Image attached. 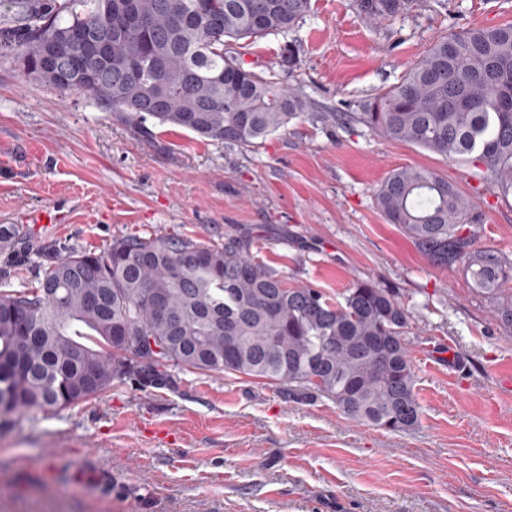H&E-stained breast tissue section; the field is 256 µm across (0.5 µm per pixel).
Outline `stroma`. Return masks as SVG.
Here are the masks:
<instances>
[{
  "mask_svg": "<svg viewBox=\"0 0 512 512\" xmlns=\"http://www.w3.org/2000/svg\"><path fill=\"white\" fill-rule=\"evenodd\" d=\"M512 22V0H423L393 20L312 0L285 33L234 42L246 68L301 90L310 114L252 147L158 125L139 136L78 93L0 58V224L36 246L0 255V290L34 283L47 246L102 249L125 235L220 246L249 235L289 285L327 295L373 280L412 313L421 423L387 433L327 399L176 371L69 407L0 413V512H512V334L457 266L433 265L378 210L403 166L437 172L484 214L476 247L512 256V195L480 170L345 121L397 84L437 36ZM296 45L301 66L283 71Z\"/></svg>",
  "mask_w": 512,
  "mask_h": 512,
  "instance_id": "obj_1",
  "label": "stroma"
}]
</instances>
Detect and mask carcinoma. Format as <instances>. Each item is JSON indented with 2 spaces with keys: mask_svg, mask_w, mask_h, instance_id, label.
<instances>
[{
  "mask_svg": "<svg viewBox=\"0 0 512 512\" xmlns=\"http://www.w3.org/2000/svg\"><path fill=\"white\" fill-rule=\"evenodd\" d=\"M390 21L408 0H354ZM311 0H0V58L25 76L83 94L145 137L173 125L252 146L304 113L296 89L254 72L228 50L291 29ZM457 51L448 55V42ZM294 71L300 52L283 47ZM512 23L436 37L401 80L355 120L396 142L484 170L512 194ZM375 202L438 266L458 264L512 331V259L473 247L483 214L438 173L392 170ZM18 224H0V253L27 250ZM246 235L206 246L172 234L131 235L99 250L57 254L37 286L0 291V412L86 401L128 379L163 388L173 369L264 379L292 400L326 398L346 417L392 433L420 422L408 349L411 315L367 280L333 300L290 286L251 253ZM162 302L169 314L157 312ZM140 341L131 351L130 340ZM70 345V353L60 348ZM94 364L91 378L85 367Z\"/></svg>",
  "mask_w": 512,
  "mask_h": 512,
  "instance_id": "carcinoma-1",
  "label": "carcinoma"
}]
</instances>
